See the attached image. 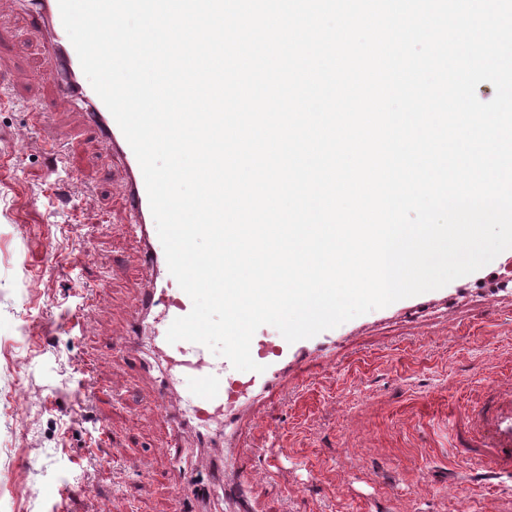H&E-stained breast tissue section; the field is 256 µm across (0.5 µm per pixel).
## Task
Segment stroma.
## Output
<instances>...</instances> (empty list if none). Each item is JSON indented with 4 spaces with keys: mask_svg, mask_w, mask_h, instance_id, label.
<instances>
[{
    "mask_svg": "<svg viewBox=\"0 0 512 512\" xmlns=\"http://www.w3.org/2000/svg\"><path fill=\"white\" fill-rule=\"evenodd\" d=\"M17 0H0V512H171L159 373L113 351L139 291L140 245L120 166L78 113L56 103ZM46 115L31 126L30 108ZM75 179L45 163L48 145ZM87 251L62 269L45 255ZM97 295L84 330L70 321ZM324 368L266 403L282 433L280 468L251 498L265 512H512V471L484 459L511 442L512 256L460 277L428 305L376 309L344 324ZM96 396L83 415L84 365ZM106 417L101 440L92 419ZM112 462L100 476L93 458Z\"/></svg>",
    "mask_w": 512,
    "mask_h": 512,
    "instance_id": "35a3bbf8",
    "label": "stroma"
}]
</instances>
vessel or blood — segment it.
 I'll return each mask as SVG.
<instances>
[{
	"label": "vessel or blood",
	"instance_id": "b4317fda",
	"mask_svg": "<svg viewBox=\"0 0 512 512\" xmlns=\"http://www.w3.org/2000/svg\"><path fill=\"white\" fill-rule=\"evenodd\" d=\"M30 28L43 34L44 55L47 59L45 79L53 83L57 96L84 114L85 126L105 147L106 159H119L123 164L125 196L129 211L138 220L137 231L144 243L141 255L143 283L134 300L126 336L114 341L117 352L137 358L142 325L152 320V352L162 361L169 374L191 381V412L189 418L173 416L172 434L167 444L171 458H180L184 438L206 441L209 426L224 418L231 410L240 416L230 424L229 435L238 438L253 427V420L244 419V411L261 404L274 390L281 388L289 370L305 375L312 361L325 357L327 346L336 332L329 329L318 335L288 343H272L254 336L251 355L263 365V372L238 371L231 363L211 365L206 347L186 341L174 344L166 340L167 330L175 318L192 309L191 298L171 276L162 245L153 240L152 216L144 177L138 160L112 114L87 80L78 55L61 20L58 0H31L27 9ZM275 466L277 457L270 448L258 449L255 460L226 461L224 467V499L231 502L234 512H257L256 503L248 491L259 470L257 461ZM206 490L193 479L182 478L176 490L173 512H203Z\"/></svg>",
	"mask_w": 512,
	"mask_h": 512
}]
</instances>
